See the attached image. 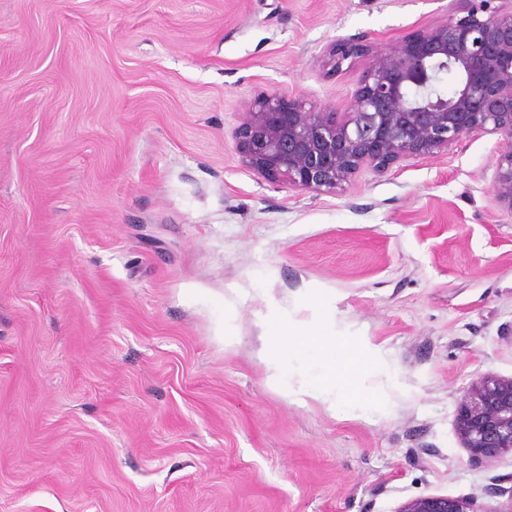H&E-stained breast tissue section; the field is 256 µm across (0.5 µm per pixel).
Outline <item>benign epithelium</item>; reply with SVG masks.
Instances as JSON below:
<instances>
[{
    "mask_svg": "<svg viewBox=\"0 0 512 512\" xmlns=\"http://www.w3.org/2000/svg\"><path fill=\"white\" fill-rule=\"evenodd\" d=\"M366 61L343 112L280 93H263L237 131L242 163L258 175L308 190H334L361 170H383L408 157H431L483 134L501 136L492 194L512 214V0H450L443 20L377 46L338 39L335 71ZM459 89L437 93L440 74ZM457 435L471 464L512 453V377L483 375L463 392ZM470 498L424 496L396 512H475Z\"/></svg>",
    "mask_w": 512,
    "mask_h": 512,
    "instance_id": "1",
    "label": "benign epithelium"
}]
</instances>
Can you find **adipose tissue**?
I'll return each instance as SVG.
<instances>
[{"instance_id": "obj_1", "label": "adipose tissue", "mask_w": 512, "mask_h": 512, "mask_svg": "<svg viewBox=\"0 0 512 512\" xmlns=\"http://www.w3.org/2000/svg\"><path fill=\"white\" fill-rule=\"evenodd\" d=\"M271 329L275 333L276 354L272 376L280 385L289 383V361L299 359L306 365L300 393L346 409L369 405L370 399L360 382L367 362L346 340L319 327L288 332L275 322Z\"/></svg>"}]
</instances>
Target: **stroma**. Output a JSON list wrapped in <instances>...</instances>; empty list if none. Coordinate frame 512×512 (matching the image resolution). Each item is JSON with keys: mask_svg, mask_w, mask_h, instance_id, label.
Returning a JSON list of instances; mask_svg holds the SVG:
<instances>
[{"mask_svg": "<svg viewBox=\"0 0 512 512\" xmlns=\"http://www.w3.org/2000/svg\"><path fill=\"white\" fill-rule=\"evenodd\" d=\"M448 0H0V512H396L488 494L468 385L512 377L500 136L334 190L245 167L278 92L337 109ZM370 359L378 405L290 395L272 318ZM232 343H225V336ZM470 498L448 496H424L403 503L396 512H485L473 510Z\"/></svg>", "mask_w": 512, "mask_h": 512, "instance_id": "35a3bbf8", "label": "stroma"}]
</instances>
